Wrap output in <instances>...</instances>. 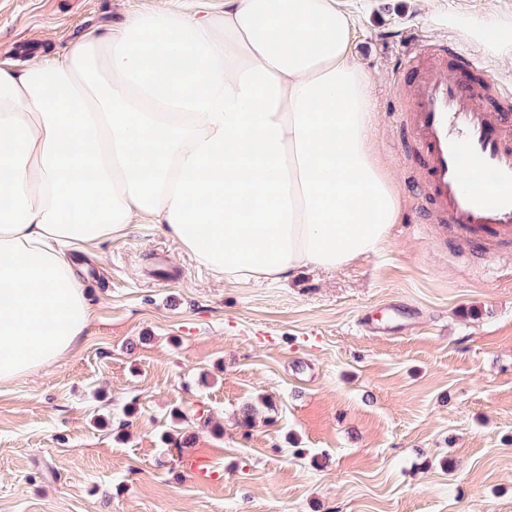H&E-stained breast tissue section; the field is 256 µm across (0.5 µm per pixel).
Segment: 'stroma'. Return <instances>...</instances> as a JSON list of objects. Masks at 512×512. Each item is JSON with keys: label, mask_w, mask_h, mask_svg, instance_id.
Segmentation results:
<instances>
[{"label": "stroma", "mask_w": 512, "mask_h": 512, "mask_svg": "<svg viewBox=\"0 0 512 512\" xmlns=\"http://www.w3.org/2000/svg\"><path fill=\"white\" fill-rule=\"evenodd\" d=\"M154 4L0 0V60ZM339 4L401 193L385 247L236 286L153 224L70 251L92 320L0 384V512H512V252L465 251L432 221L389 118L410 40L473 51L465 29L511 31L512 0ZM501 52L478 51L466 84L511 77Z\"/></svg>", "instance_id": "stroma-1"}]
</instances>
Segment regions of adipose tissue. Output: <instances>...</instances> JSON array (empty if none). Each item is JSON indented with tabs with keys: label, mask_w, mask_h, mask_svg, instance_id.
Segmentation results:
<instances>
[{
	"label": "adipose tissue",
	"mask_w": 512,
	"mask_h": 512,
	"mask_svg": "<svg viewBox=\"0 0 512 512\" xmlns=\"http://www.w3.org/2000/svg\"><path fill=\"white\" fill-rule=\"evenodd\" d=\"M331 0H168L0 63V383L67 356L90 307L60 245L144 219L226 283L376 254L398 189Z\"/></svg>",
	"instance_id": "ef3b65f1"
}]
</instances>
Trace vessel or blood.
I'll use <instances>...</instances> for the list:
<instances>
[{"label": "vessel or blood", "mask_w": 512, "mask_h": 512, "mask_svg": "<svg viewBox=\"0 0 512 512\" xmlns=\"http://www.w3.org/2000/svg\"><path fill=\"white\" fill-rule=\"evenodd\" d=\"M470 70L481 60L457 43L409 47L413 79L392 114L418 155L423 200L453 237L471 246L512 249V114L490 110L485 93L512 102V83L490 80L486 91L463 88L449 57Z\"/></svg>", "instance_id": "b4317fda"}]
</instances>
